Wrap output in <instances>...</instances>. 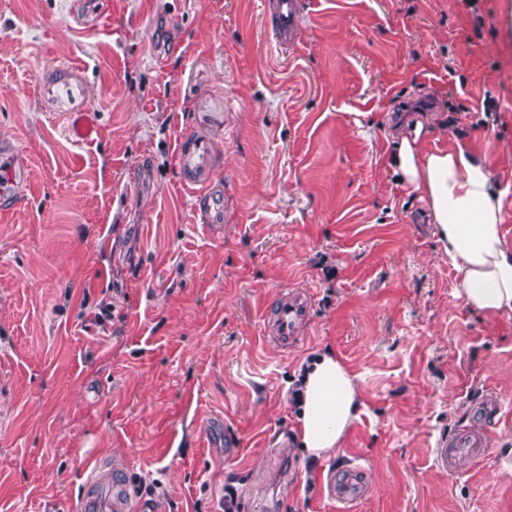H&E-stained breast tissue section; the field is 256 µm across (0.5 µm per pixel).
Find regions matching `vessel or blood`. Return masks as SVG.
Here are the masks:
<instances>
[{
    "label": "vessel or blood",
    "mask_w": 512,
    "mask_h": 512,
    "mask_svg": "<svg viewBox=\"0 0 512 512\" xmlns=\"http://www.w3.org/2000/svg\"><path fill=\"white\" fill-rule=\"evenodd\" d=\"M274 15L275 35L285 48L299 44L303 37L300 22L301 0H270ZM48 90L57 111L71 120L72 133L81 139L89 138L92 126L90 105L78 71L73 66L59 68ZM213 146L207 136L188 132L178 142L177 157L184 174L183 184L191 189L201 220L213 227L224 221V192L212 178ZM16 182V155L13 150H0V192ZM311 309L308 295L301 291L283 294L265 322L266 330L281 346L296 345L300 329ZM488 441L482 428L465 425L445 435L436 450V458L444 471H456L464 465H474L488 456ZM85 480L77 500V512H157L156 505L146 499L134 498L122 469L99 459L84 472ZM367 485L363 467L355 461L341 469L340 475L329 477L327 491L338 505L339 512H354L364 496Z\"/></svg>",
    "instance_id": "b4317fda"
}]
</instances>
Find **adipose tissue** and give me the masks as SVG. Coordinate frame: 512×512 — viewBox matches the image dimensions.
I'll return each mask as SVG.
<instances>
[{
    "label": "adipose tissue",
    "instance_id": "obj_1",
    "mask_svg": "<svg viewBox=\"0 0 512 512\" xmlns=\"http://www.w3.org/2000/svg\"><path fill=\"white\" fill-rule=\"evenodd\" d=\"M415 128L388 157L397 183L426 199L438 241L457 267L460 293L472 309L512 316V242L504 231L505 196L486 158L465 143L428 149ZM357 388L339 361L324 355L302 379L300 446L319 456L339 448L357 416Z\"/></svg>",
    "mask_w": 512,
    "mask_h": 512
}]
</instances>
